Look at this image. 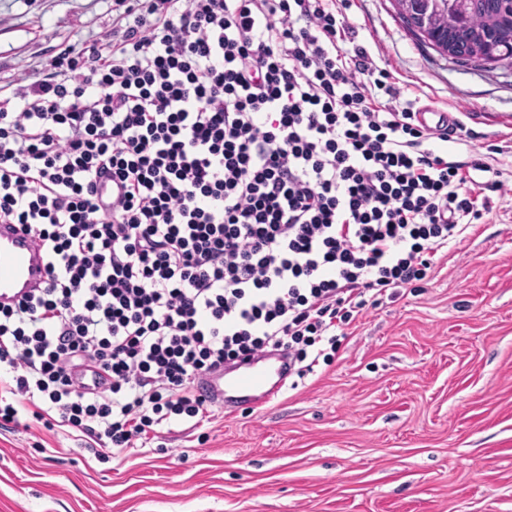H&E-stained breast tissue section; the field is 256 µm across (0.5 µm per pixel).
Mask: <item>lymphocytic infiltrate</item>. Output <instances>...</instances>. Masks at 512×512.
Masks as SVG:
<instances>
[{"instance_id": "obj_1", "label": "lymphocytic infiltrate", "mask_w": 512, "mask_h": 512, "mask_svg": "<svg viewBox=\"0 0 512 512\" xmlns=\"http://www.w3.org/2000/svg\"><path fill=\"white\" fill-rule=\"evenodd\" d=\"M114 2L104 39L0 99V222L49 271L0 308V421H60L100 459L205 417L216 368L332 362L368 302L490 210L488 164L430 148L342 48L336 0Z\"/></svg>"}]
</instances>
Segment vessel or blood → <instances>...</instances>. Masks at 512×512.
<instances>
[{
	"instance_id": "vessel-or-blood-1",
	"label": "vessel or blood",
	"mask_w": 512,
	"mask_h": 512,
	"mask_svg": "<svg viewBox=\"0 0 512 512\" xmlns=\"http://www.w3.org/2000/svg\"><path fill=\"white\" fill-rule=\"evenodd\" d=\"M415 118L432 131L456 123L449 113L430 106L418 108ZM47 280L43 250L21 225L0 224V305L14 306L28 292L45 287ZM287 379V358L261 357L235 368H220L204 374L197 382V389L219 405L236 398L260 406L274 397Z\"/></svg>"
}]
</instances>
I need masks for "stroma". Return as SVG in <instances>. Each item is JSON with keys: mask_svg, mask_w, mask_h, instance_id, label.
<instances>
[{"mask_svg": "<svg viewBox=\"0 0 512 512\" xmlns=\"http://www.w3.org/2000/svg\"><path fill=\"white\" fill-rule=\"evenodd\" d=\"M351 47L400 102L451 112L512 189V68L448 61L393 0H347ZM112 29V0H0V91ZM430 275L367 305L330 364L269 402L211 405L98 460L66 427L0 423V512H512V192Z\"/></svg>", "mask_w": 512, "mask_h": 512, "instance_id": "stroma-1", "label": "stroma"}]
</instances>
